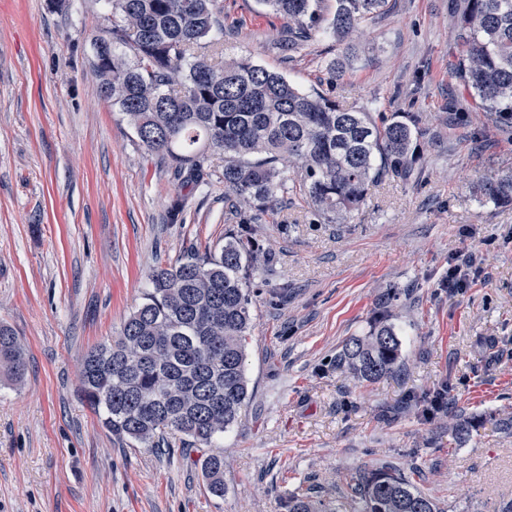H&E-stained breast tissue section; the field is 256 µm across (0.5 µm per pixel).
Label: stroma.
<instances>
[{"label":"stroma","instance_id":"obj_1","mask_svg":"<svg viewBox=\"0 0 512 512\" xmlns=\"http://www.w3.org/2000/svg\"><path fill=\"white\" fill-rule=\"evenodd\" d=\"M0 0V322L22 343V381L0 376V512H286L298 483L340 496L346 474L387 462L421 467L440 512H498L512 500V205L480 203L473 183L512 171V124L478 108L451 75L457 28L448 0H389L361 24L350 69L327 34L296 52L261 0H222L225 57L248 56L341 105L419 115L425 136L406 183L373 186L342 224L299 198L254 225L269 262L255 278L246 351L251 394L220 441L224 495L203 484L205 447L119 442L79 393L85 354L118 335L154 268L189 246L223 245L235 222L218 177L188 194L145 155L90 73L104 0ZM472 251L479 270L448 292V265ZM287 287L280 305L270 289ZM403 362L373 382L338 357L370 330L387 289ZM448 389L425 419L409 395ZM483 417L469 441L457 415Z\"/></svg>","mask_w":512,"mask_h":512}]
</instances>
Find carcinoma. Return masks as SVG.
Listing matches in <instances>:
<instances>
[{
	"label": "carcinoma",
	"instance_id": "carcinoma-1",
	"mask_svg": "<svg viewBox=\"0 0 512 512\" xmlns=\"http://www.w3.org/2000/svg\"><path fill=\"white\" fill-rule=\"evenodd\" d=\"M111 16L94 39L91 71L102 97L133 129L138 145L165 160L183 185L209 184L205 164L224 155V193L231 208L258 211L291 193L328 224L357 210L382 180L411 179L419 151L415 115L375 118L344 108L317 89L305 91L248 57L216 60L204 49L224 33L221 0H109ZM287 21L285 50L328 33L342 54L329 80L350 64L348 39L389 0H336L330 22L319 0H263ZM460 50L455 76L485 112L512 122V0H455ZM474 192L512 204V172L478 183ZM253 224L241 218L220 248L191 247L158 266L152 288L119 336L93 348L81 372V393L102 426L120 441L159 448L180 435L188 448L210 447L249 401L245 356L252 330L249 270L265 266ZM382 296L383 314L368 335L354 337L339 361L362 381L389 373L402 341ZM0 367L14 380L27 372L23 347L0 324ZM207 490L224 496V454L201 463ZM388 465L345 476L347 495L313 500L288 493V512H439L415 478Z\"/></svg>",
	"mask_w": 512,
	"mask_h": 512
}]
</instances>
